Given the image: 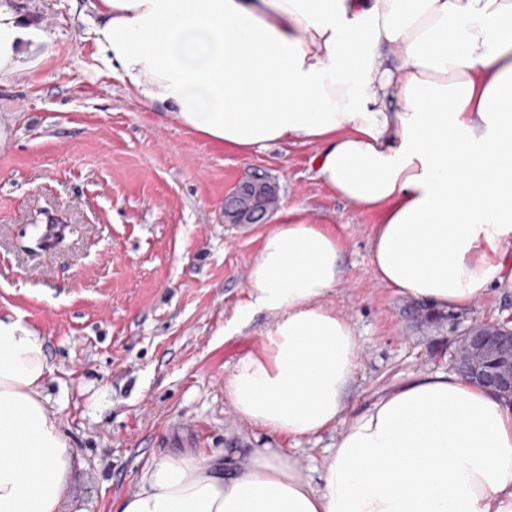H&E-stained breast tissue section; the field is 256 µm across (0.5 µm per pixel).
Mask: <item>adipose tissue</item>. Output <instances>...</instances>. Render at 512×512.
<instances>
[{
	"instance_id": "ef3b65f1",
	"label": "adipose tissue",
	"mask_w": 512,
	"mask_h": 512,
	"mask_svg": "<svg viewBox=\"0 0 512 512\" xmlns=\"http://www.w3.org/2000/svg\"><path fill=\"white\" fill-rule=\"evenodd\" d=\"M99 58L147 107L241 155L316 146L315 176L381 216L369 265L400 297L464 309L512 288V0H96ZM46 33L0 5V77ZM343 246L283 219L262 239L241 320L269 319L225 386L272 435L335 426L360 341L326 299ZM52 368L0 318V512H59L74 467L44 394ZM314 485L280 448L224 469L147 465L114 512H512V403L458 374L415 376L355 416Z\"/></svg>"
}]
</instances>
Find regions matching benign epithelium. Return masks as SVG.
<instances>
[{"label":"benign epithelium","instance_id":"1","mask_svg":"<svg viewBox=\"0 0 512 512\" xmlns=\"http://www.w3.org/2000/svg\"><path fill=\"white\" fill-rule=\"evenodd\" d=\"M451 357L455 372L512 402L511 327L471 324L454 338Z\"/></svg>","mask_w":512,"mask_h":512}]
</instances>
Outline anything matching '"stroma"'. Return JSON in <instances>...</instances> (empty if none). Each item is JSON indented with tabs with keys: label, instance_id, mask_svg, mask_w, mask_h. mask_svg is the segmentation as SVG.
<instances>
[{
	"label": "stroma",
	"instance_id": "stroma-1",
	"mask_svg": "<svg viewBox=\"0 0 512 512\" xmlns=\"http://www.w3.org/2000/svg\"><path fill=\"white\" fill-rule=\"evenodd\" d=\"M8 3L52 37L26 74L0 77V316L33 329L53 367L45 392L76 456L60 512H110L147 463L187 451L230 461L283 448L319 480L338 429L274 436L224 396L268 322L237 319L268 224L224 218L225 192L254 174L280 187L269 224L290 210L342 241L343 280L327 303L362 343L348 416L411 375L449 371L440 350L456 330L512 325V288L454 321H421L370 271L379 214L316 179L314 146L242 156L187 135L95 58L91 0Z\"/></svg>",
	"mask_w": 512,
	"mask_h": 512
}]
</instances>
